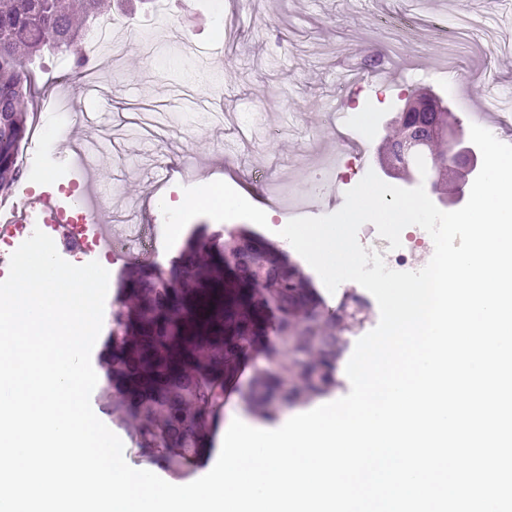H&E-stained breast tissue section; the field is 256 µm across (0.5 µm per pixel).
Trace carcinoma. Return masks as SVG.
I'll return each instance as SVG.
<instances>
[{"label": "carcinoma", "instance_id": "carcinoma-1", "mask_svg": "<svg viewBox=\"0 0 512 512\" xmlns=\"http://www.w3.org/2000/svg\"><path fill=\"white\" fill-rule=\"evenodd\" d=\"M133 13V0H0V197L22 180L16 158L28 129L30 65L44 51L69 52L96 19ZM427 133L390 124L379 153L406 185L424 158L430 189L442 203L456 188L448 140L438 123ZM372 313L352 295L329 307L299 265L245 229L191 237L168 268L130 269L109 312L110 374L100 400L130 427L136 445L174 473L203 453L224 411L225 388L242 363L261 361L246 401L265 419L335 390L349 338Z\"/></svg>", "mask_w": 512, "mask_h": 512}]
</instances>
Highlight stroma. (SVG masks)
Wrapping results in <instances>:
<instances>
[{"label": "stroma", "mask_w": 512, "mask_h": 512, "mask_svg": "<svg viewBox=\"0 0 512 512\" xmlns=\"http://www.w3.org/2000/svg\"><path fill=\"white\" fill-rule=\"evenodd\" d=\"M227 21L234 37L223 46V71L190 84L185 75L197 64L180 37L210 49ZM117 42L116 61L96 64L112 71L101 84L103 109L84 93L83 74L54 54L35 69L37 101L72 95L66 120L96 141L95 178L112 196L115 225L178 223L177 236L159 235L164 268L204 224H231L286 249L276 227L293 215L281 211V198L314 195L321 214L338 211L376 169L385 125L411 92L443 96L463 126L512 144V113L484 109L488 97H512V0H166L164 13L129 17ZM377 53L388 81L342 91L341 75L353 68L364 77L365 60ZM41 119L22 142L35 171L25 190L75 203L87 176L52 157L57 118L45 111ZM353 142L362 160L321 181L320 158L349 155ZM205 179L232 198L228 212L203 206L175 218L155 201L195 195Z\"/></svg>", "instance_id": "stroma-1"}]
</instances>
